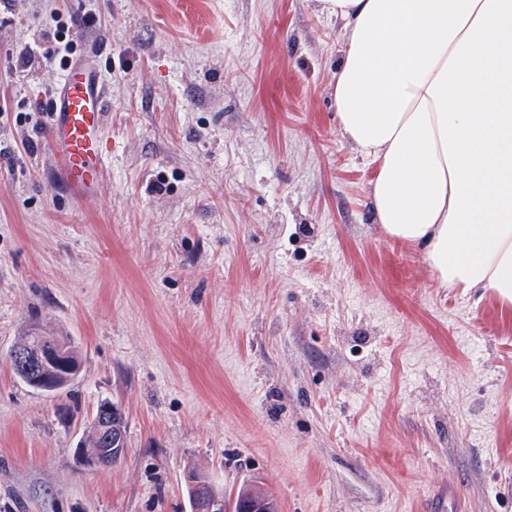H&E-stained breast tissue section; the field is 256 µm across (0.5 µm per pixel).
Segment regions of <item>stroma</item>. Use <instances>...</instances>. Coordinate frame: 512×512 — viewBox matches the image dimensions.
<instances>
[{
	"label": "stroma",
	"mask_w": 512,
	"mask_h": 512,
	"mask_svg": "<svg viewBox=\"0 0 512 512\" xmlns=\"http://www.w3.org/2000/svg\"><path fill=\"white\" fill-rule=\"evenodd\" d=\"M0 0V512H188L195 471L282 512H512V309L384 239L319 0ZM93 39L109 176L53 178L46 104ZM70 337L53 395L12 374ZM127 451L73 458L97 405Z\"/></svg>",
	"instance_id": "35a3bbf8"
}]
</instances>
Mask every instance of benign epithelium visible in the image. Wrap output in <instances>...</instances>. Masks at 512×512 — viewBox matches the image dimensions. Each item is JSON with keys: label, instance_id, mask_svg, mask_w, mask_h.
Listing matches in <instances>:
<instances>
[{"label": "benign epithelium", "instance_id": "benign-epithelium-1", "mask_svg": "<svg viewBox=\"0 0 512 512\" xmlns=\"http://www.w3.org/2000/svg\"><path fill=\"white\" fill-rule=\"evenodd\" d=\"M11 369L32 388L53 392L57 384L47 380V373L57 367L79 372L78 366L69 360L67 346L48 338L45 343L33 347L25 342L18 343L10 352ZM125 418L116 405H101L85 438L77 444L80 466L91 471L105 470L115 465L125 454ZM189 492L190 512H233L234 504L227 502L224 495L215 491L196 473L184 476ZM236 501L243 512H278L277 502L256 494L243 491Z\"/></svg>", "mask_w": 512, "mask_h": 512}]
</instances>
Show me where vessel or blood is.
Instances as JSON below:
<instances>
[{
  "instance_id": "obj_1",
  "label": "vessel or blood",
  "mask_w": 512,
  "mask_h": 512,
  "mask_svg": "<svg viewBox=\"0 0 512 512\" xmlns=\"http://www.w3.org/2000/svg\"><path fill=\"white\" fill-rule=\"evenodd\" d=\"M101 50V45H90L85 63L66 69L48 105L53 177L77 198L93 193L108 173L98 140L107 116L108 91L89 64Z\"/></svg>"
}]
</instances>
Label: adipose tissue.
<instances>
[{"mask_svg": "<svg viewBox=\"0 0 512 512\" xmlns=\"http://www.w3.org/2000/svg\"><path fill=\"white\" fill-rule=\"evenodd\" d=\"M342 27L343 139L383 235L512 308V0H321Z\"/></svg>", "mask_w": 512, "mask_h": 512, "instance_id": "obj_1", "label": "adipose tissue"}]
</instances>
